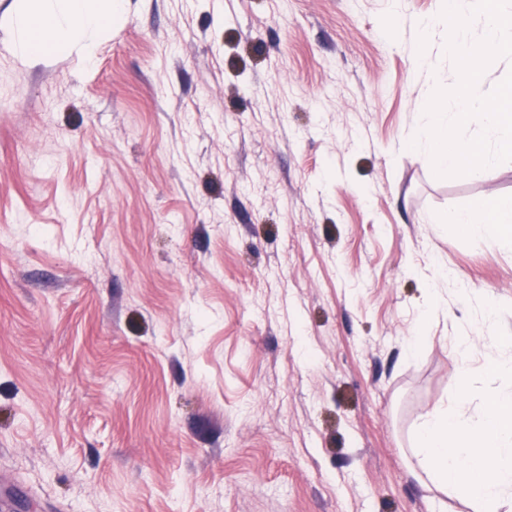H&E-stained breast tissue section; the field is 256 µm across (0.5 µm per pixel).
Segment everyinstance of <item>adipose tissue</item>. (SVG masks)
I'll return each instance as SVG.
<instances>
[{
    "label": "adipose tissue",
    "instance_id": "1",
    "mask_svg": "<svg viewBox=\"0 0 512 512\" xmlns=\"http://www.w3.org/2000/svg\"><path fill=\"white\" fill-rule=\"evenodd\" d=\"M118 0H22L14 18L11 47L23 59L80 45L86 60H93L94 37L112 23ZM449 223L469 232L478 224L494 227L512 243V197H496L473 211L449 215Z\"/></svg>",
    "mask_w": 512,
    "mask_h": 512
}]
</instances>
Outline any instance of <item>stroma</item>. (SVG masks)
Returning a JSON list of instances; mask_svg holds the SVG:
<instances>
[{"mask_svg":"<svg viewBox=\"0 0 512 512\" xmlns=\"http://www.w3.org/2000/svg\"><path fill=\"white\" fill-rule=\"evenodd\" d=\"M25 61L0 0V491L32 512H474L426 413L512 334V247L416 102L440 0H123ZM424 62L416 64L415 51ZM470 335V360L454 344ZM448 223L471 232L475 225L494 227L498 235L512 243V197H495L476 211L455 212L448 215Z\"/></svg>","mask_w":512,"mask_h":512,"instance_id":"1","label":"stroma"}]
</instances>
